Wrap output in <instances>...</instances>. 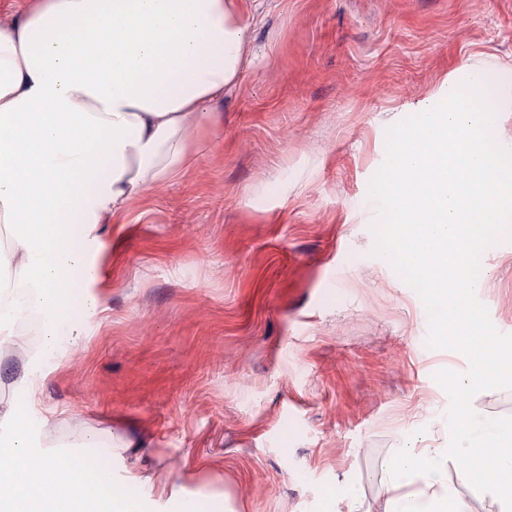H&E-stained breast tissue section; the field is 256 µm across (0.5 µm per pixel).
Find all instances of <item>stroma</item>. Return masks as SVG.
Returning <instances> with one entry per match:
<instances>
[{"label": "stroma", "mask_w": 512, "mask_h": 512, "mask_svg": "<svg viewBox=\"0 0 512 512\" xmlns=\"http://www.w3.org/2000/svg\"><path fill=\"white\" fill-rule=\"evenodd\" d=\"M249 53L197 162L95 229L104 310L35 398L0 334V405L151 512H323L336 488L335 512H387L408 432L446 443L436 373L469 362L428 346L423 301L372 256L369 181L387 128L472 58L512 90V0H266ZM482 265L512 333V240Z\"/></svg>", "instance_id": "1"}]
</instances>
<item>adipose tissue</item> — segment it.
Here are the masks:
<instances>
[{
	"label": "adipose tissue",
	"instance_id": "obj_1",
	"mask_svg": "<svg viewBox=\"0 0 512 512\" xmlns=\"http://www.w3.org/2000/svg\"><path fill=\"white\" fill-rule=\"evenodd\" d=\"M245 0H34L0 24V332L27 349L17 323L34 320L39 353L79 342L67 281L96 282L97 225L193 165L213 105L247 58ZM0 435V512H135L126 497L91 496L64 454L36 451L24 409ZM439 422L444 447L402 449L391 464V512H464L448 485L480 483L512 512V423L468 406Z\"/></svg>",
	"mask_w": 512,
	"mask_h": 512
}]
</instances>
